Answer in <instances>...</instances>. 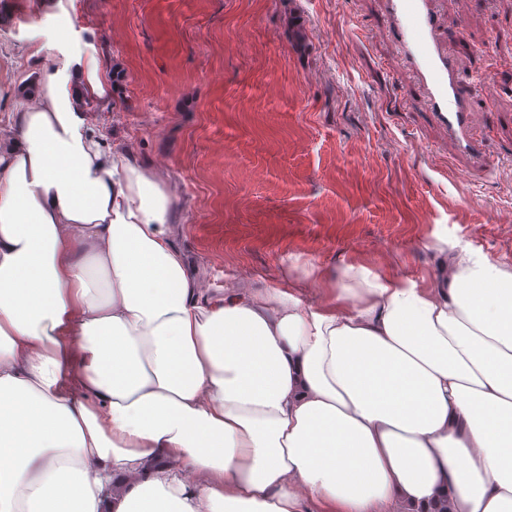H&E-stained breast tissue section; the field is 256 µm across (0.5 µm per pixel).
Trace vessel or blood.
<instances>
[{"instance_id": "vessel-or-blood-1", "label": "vessel or blood", "mask_w": 512, "mask_h": 512, "mask_svg": "<svg viewBox=\"0 0 512 512\" xmlns=\"http://www.w3.org/2000/svg\"><path fill=\"white\" fill-rule=\"evenodd\" d=\"M399 48L398 80L418 82L428 101V116L460 150L484 159L482 142L473 136L480 117L469 104L453 60L437 37L433 0H385Z\"/></svg>"}]
</instances>
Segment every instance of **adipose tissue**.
I'll list each match as a JSON object with an SVG mask.
<instances>
[{"mask_svg":"<svg viewBox=\"0 0 512 512\" xmlns=\"http://www.w3.org/2000/svg\"><path fill=\"white\" fill-rule=\"evenodd\" d=\"M42 38L0 126V512H512V270L210 293Z\"/></svg>","mask_w":512,"mask_h":512,"instance_id":"ef3b65f1","label":"adipose tissue"}]
</instances>
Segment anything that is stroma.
I'll list each match as a JSON object with an SVG mask.
<instances>
[{"mask_svg":"<svg viewBox=\"0 0 512 512\" xmlns=\"http://www.w3.org/2000/svg\"><path fill=\"white\" fill-rule=\"evenodd\" d=\"M0 26V120L26 100L19 53L48 28L99 63L87 117L173 198L204 287H278L364 263L435 280L441 246L512 269V0H436L438 38L483 122L473 163L401 85L382 0H12ZM499 92L486 101L481 78Z\"/></svg>","mask_w":512,"mask_h":512,"instance_id":"stroma-1","label":"stroma"}]
</instances>
